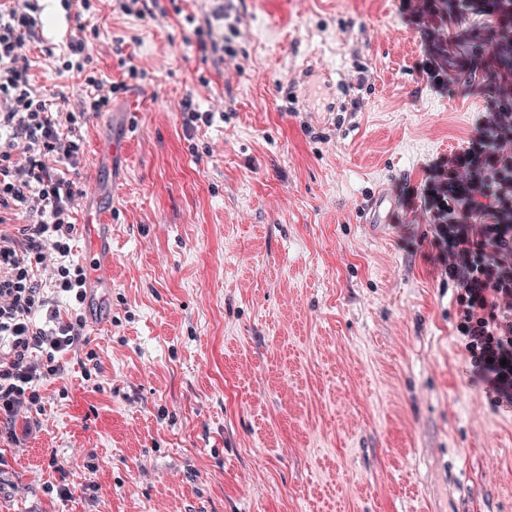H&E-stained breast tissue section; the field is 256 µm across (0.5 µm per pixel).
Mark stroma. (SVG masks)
Wrapping results in <instances>:
<instances>
[{
	"label": "stroma",
	"mask_w": 512,
	"mask_h": 512,
	"mask_svg": "<svg viewBox=\"0 0 512 512\" xmlns=\"http://www.w3.org/2000/svg\"><path fill=\"white\" fill-rule=\"evenodd\" d=\"M92 2L25 53L69 108L83 87L48 48L85 39L107 83L146 74L87 114L70 172L75 224L112 193V286L94 359L70 355L0 442V512H512V409L475 380L399 192L488 94L426 83L399 0H230L219 66L195 26L213 0L146 21ZM189 96L212 126L186 132Z\"/></svg>",
	"instance_id": "stroma-1"
}]
</instances>
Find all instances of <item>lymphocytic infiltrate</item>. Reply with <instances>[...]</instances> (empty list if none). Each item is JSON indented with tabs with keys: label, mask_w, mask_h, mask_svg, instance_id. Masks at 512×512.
Instances as JSON below:
<instances>
[{
	"label": "lymphocytic infiltrate",
	"mask_w": 512,
	"mask_h": 512,
	"mask_svg": "<svg viewBox=\"0 0 512 512\" xmlns=\"http://www.w3.org/2000/svg\"><path fill=\"white\" fill-rule=\"evenodd\" d=\"M39 0H0V225L12 212L27 213L17 233L0 228V439L16 441L22 406L40 407V384L64 371V357L77 351L85 320L87 270L72 256L74 181L59 165H75L87 113L107 111L129 81L142 79L129 67L109 94L82 100L65 111L29 78L24 53L39 38ZM400 11L419 29L425 57L420 69L430 85L448 87L445 30L467 15L483 18L487 60H471L460 74L484 85L490 106L464 147L437 160L422 191L404 193L430 213L440 248L441 271L458 286L456 332L493 403L512 406V0H400ZM60 257L51 277L41 279L42 245ZM72 310L61 313L59 298Z\"/></svg>",
	"instance_id": "obj_1"
}]
</instances>
